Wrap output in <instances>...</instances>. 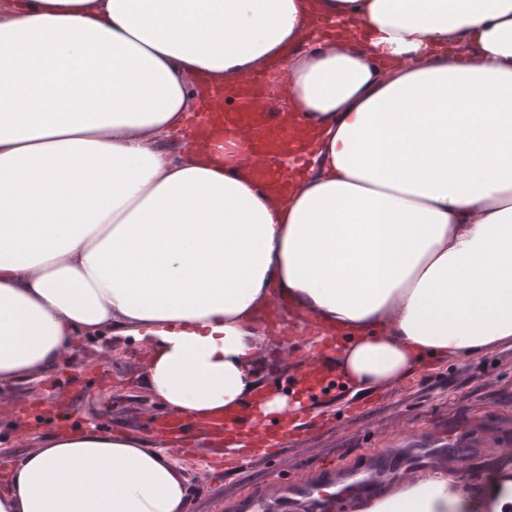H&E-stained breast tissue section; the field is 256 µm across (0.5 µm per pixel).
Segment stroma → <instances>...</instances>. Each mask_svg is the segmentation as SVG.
Here are the masks:
<instances>
[{
    "label": "stroma",
    "mask_w": 512,
    "mask_h": 512,
    "mask_svg": "<svg viewBox=\"0 0 512 512\" xmlns=\"http://www.w3.org/2000/svg\"><path fill=\"white\" fill-rule=\"evenodd\" d=\"M312 337L309 331L289 330L295 358L286 361L267 351L257 370L259 381L288 397L299 395L298 376ZM78 344L59 364L0 384V490L14 460L52 427L70 430L90 421L111 432L150 436L156 447H164L159 427L168 412L144 383L145 349L108 336L82 337ZM107 346L113 362L97 367L92 353ZM302 413L287 431L268 420L267 435L277 440L278 453L257 449L249 465L238 468L222 454L226 438L187 427L196 452L173 458L186 481L187 512H241L244 498L269 483L304 476L321 480L334 468L352 471L403 448L450 442L459 452L446 465L448 476L483 475L512 448V361L498 346L464 359L428 360L388 388L358 391L346 384L324 401L305 400ZM47 418L52 427H44Z\"/></svg>",
    "instance_id": "35a3bbf8"
}]
</instances>
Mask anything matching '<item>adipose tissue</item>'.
Instances as JSON below:
<instances>
[{"mask_svg":"<svg viewBox=\"0 0 512 512\" xmlns=\"http://www.w3.org/2000/svg\"><path fill=\"white\" fill-rule=\"evenodd\" d=\"M273 61L309 156L285 195L239 133L194 135L201 84ZM283 300L343 332L361 390L512 340V0H0V383L130 339L170 414L251 437L292 409L256 375L288 353L265 325ZM501 465L354 512H512ZM185 510L164 449L92 423L0 492V512Z\"/></svg>","mask_w":512,"mask_h":512,"instance_id":"ef3b65f1","label":"adipose tissue"}]
</instances>
